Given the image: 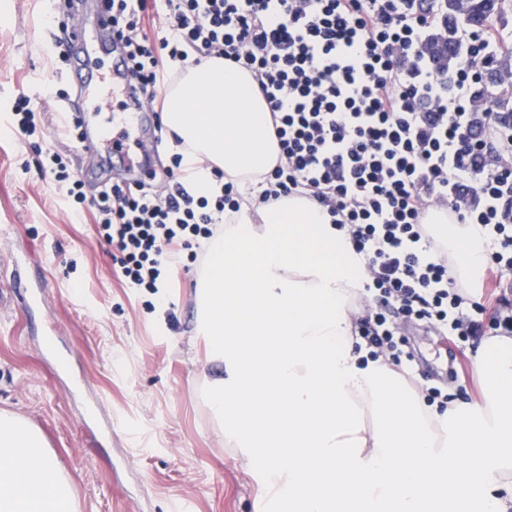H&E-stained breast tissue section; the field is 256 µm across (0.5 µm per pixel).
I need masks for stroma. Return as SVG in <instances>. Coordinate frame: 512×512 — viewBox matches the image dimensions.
Masks as SVG:
<instances>
[{"instance_id": "stroma-1", "label": "stroma", "mask_w": 512, "mask_h": 512, "mask_svg": "<svg viewBox=\"0 0 512 512\" xmlns=\"http://www.w3.org/2000/svg\"><path fill=\"white\" fill-rule=\"evenodd\" d=\"M0 292L19 255L40 275V309L0 305V410L44 436L71 474L79 512H172L188 498L194 512H259L261 465L224 438L209 403L222 370L205 364L204 341H191L199 272L181 258L173 287L153 295L126 287L101 243L92 214L72 220L64 197L41 173V158L10 125L17 95L42 99L49 89L75 94L47 50L55 27L43 0H0ZM81 172L87 197L126 177L110 149L80 153L53 136ZM69 369L44 353L45 325ZM404 337L431 354L418 381L448 396L479 399L483 379L472 363L476 340L463 344L447 377L434 355L437 332L405 323ZM96 401L98 422L84 419ZM114 434L104 438L102 425Z\"/></svg>"}]
</instances>
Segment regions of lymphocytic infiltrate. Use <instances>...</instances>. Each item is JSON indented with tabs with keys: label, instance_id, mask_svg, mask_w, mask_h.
Returning <instances> with one entry per match:
<instances>
[{
	"label": "lymphocytic infiltrate",
	"instance_id": "f902f5d3",
	"mask_svg": "<svg viewBox=\"0 0 512 512\" xmlns=\"http://www.w3.org/2000/svg\"><path fill=\"white\" fill-rule=\"evenodd\" d=\"M112 35L127 79L154 90L176 78V63L210 57L253 75L279 159L251 206L310 199L348 236L367 272L352 331L370 359L410 364L403 321L456 344L512 336V114L495 111L484 80L512 53L511 38L483 25L449 45L446 0H112ZM41 170L72 218L94 209L126 287L154 295L169 287L181 250L204 262L193 241L223 235L242 209L220 170L210 199L172 169L150 188L114 184L89 199L51 148ZM434 209L487 238L492 303L458 283L429 231Z\"/></svg>",
	"mask_w": 512,
	"mask_h": 512
}]
</instances>
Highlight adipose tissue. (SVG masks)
<instances>
[{
    "label": "adipose tissue",
    "mask_w": 512,
    "mask_h": 512,
    "mask_svg": "<svg viewBox=\"0 0 512 512\" xmlns=\"http://www.w3.org/2000/svg\"><path fill=\"white\" fill-rule=\"evenodd\" d=\"M195 194L212 174L254 182L279 159L252 75L213 57L165 90ZM224 227L210 245L194 335L223 372L210 404L224 436L264 466L261 494L292 512H512V336L482 337V398L427 403L383 360H364L349 320L363 270L350 240L303 198ZM459 282L486 261L474 226L429 215ZM374 425H367V415ZM0 512H78L67 466L40 432L0 412Z\"/></svg>",
    "instance_id": "adipose-tissue-1"
}]
</instances>
